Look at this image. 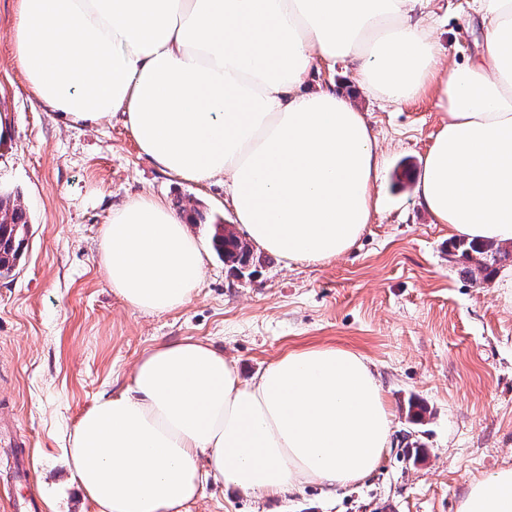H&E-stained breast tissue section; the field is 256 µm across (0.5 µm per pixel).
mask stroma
Listing matches in <instances>:
<instances>
[{
    "mask_svg": "<svg viewBox=\"0 0 512 512\" xmlns=\"http://www.w3.org/2000/svg\"><path fill=\"white\" fill-rule=\"evenodd\" d=\"M465 0L427 7L445 62L479 51ZM19 0H0V189L18 193L31 232L13 276L0 278V512L13 498L38 512H96L63 449L104 391L126 389L137 359L187 337L222 350L249 380L282 355L339 346L366 357L393 426L377 469L327 493L315 482L275 496L205 483L184 512H458L477 479L512 468V288L476 282L449 254L448 227L414 199L443 114L432 90L389 104L357 94L384 157L372 221L344 254L286 264L254 248L238 276L205 251L201 284L181 308L131 309L99 262L102 230L129 199L233 221L223 179L199 186L141 155L121 117L74 126L39 104L14 58Z\"/></svg>",
    "mask_w": 512,
    "mask_h": 512,
    "instance_id": "obj_1",
    "label": "stroma"
}]
</instances>
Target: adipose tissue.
Here are the masks:
<instances>
[{
  "label": "adipose tissue",
  "instance_id": "obj_1",
  "mask_svg": "<svg viewBox=\"0 0 512 512\" xmlns=\"http://www.w3.org/2000/svg\"><path fill=\"white\" fill-rule=\"evenodd\" d=\"M428 0H20L16 58L39 103L74 125L122 115L141 153L183 180L223 177L249 239L291 263L338 257L369 224L379 147L362 111L312 72L350 65L389 103L437 77L446 118L413 189L450 233L512 241V0H470L486 31L468 64L437 76ZM184 214L128 200L101 263L134 310L165 313L199 288ZM392 415L367 359L292 351L241 380L185 338L101 393L64 450L96 512H182L207 480L243 494L337 490L368 477ZM206 468H199V461ZM459 512H512V468L471 483Z\"/></svg>",
  "mask_w": 512,
  "mask_h": 512
}]
</instances>
